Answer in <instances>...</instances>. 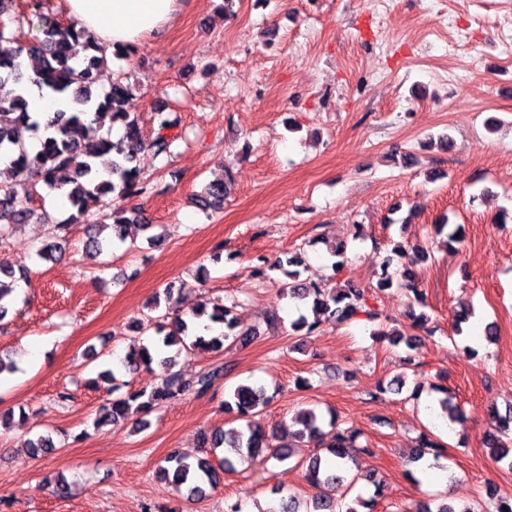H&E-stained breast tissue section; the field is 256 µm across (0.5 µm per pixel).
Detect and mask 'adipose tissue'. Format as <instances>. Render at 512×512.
<instances>
[{"instance_id": "1", "label": "adipose tissue", "mask_w": 512, "mask_h": 512, "mask_svg": "<svg viewBox=\"0 0 512 512\" xmlns=\"http://www.w3.org/2000/svg\"><path fill=\"white\" fill-rule=\"evenodd\" d=\"M67 4L78 26L112 47L161 32L177 12V0H67Z\"/></svg>"}]
</instances>
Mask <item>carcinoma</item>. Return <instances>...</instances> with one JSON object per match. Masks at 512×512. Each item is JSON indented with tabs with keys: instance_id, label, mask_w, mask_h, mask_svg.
Masks as SVG:
<instances>
[{
	"instance_id": "obj_1",
	"label": "carcinoma",
	"mask_w": 512,
	"mask_h": 512,
	"mask_svg": "<svg viewBox=\"0 0 512 512\" xmlns=\"http://www.w3.org/2000/svg\"><path fill=\"white\" fill-rule=\"evenodd\" d=\"M30 9L40 20L38 34L25 40L8 23L0 20V154L12 158V164L19 181L31 189L43 187L54 193L62 206L69 211L68 218L54 225L50 242L39 251L38 257L45 261L57 260L62 253V242L70 233L71 226L89 220L94 211L109 209L103 220L88 225L85 253L95 259L126 240V229L130 224L141 223L139 211L118 205L121 200L139 196L146 192L131 144L142 140L139 120L127 112L124 104L131 94V85L121 79L112 82L107 91L98 90L99 70L108 63V49L93 34L77 27L72 21L67 25L59 23L44 13L45 0H31ZM44 58V66L32 81L21 69L23 55ZM38 91H47L60 101L59 108L40 115L29 111L28 83ZM119 125L123 136L111 140L110 134L102 133L105 124ZM25 126L33 130L38 146L30 149L20 140L17 128ZM173 124L162 119L148 141V149L154 158L163 159L171 154L177 137L170 134ZM194 204L204 210L218 212L224 209V185L209 183L194 197ZM33 211L23 207L14 189L0 187V240L13 236L21 224L27 223ZM434 232L446 236L450 248L462 241L463 227L451 224L444 217L434 225ZM405 255V248L397 245L392 255L386 256L381 264V273L376 284L360 288L349 283L344 288L325 284L307 286L299 281V267L303 258L295 253L286 260L273 263L263 261L271 269L281 271L288 282L282 284L279 293L290 299L304 301L312 299L313 318L302 314L290 323L292 331L311 334L322 319L338 323L350 322L360 317L372 322L380 318L372 302L393 287L413 297L418 304H424L417 274L410 268L389 271L393 256ZM26 275L0 265V320L7 316L17 303L15 282ZM237 301L229 304L200 302L193 310V317L208 316L211 324L196 329L192 321L166 312L133 324L136 330L154 329L157 340L152 346L139 345L130 348L122 360V367L133 372L140 366H150L153 361L165 369L161 383L147 391L132 390L112 399L96 415L93 425L100 429L113 426L134 413H149L162 403L182 396L189 391L198 395L206 394L214 383L227 376L231 368L217 363L199 372L194 378L186 379L176 370L177 359L194 350L221 352L225 343L245 346L258 331H239L234 315ZM392 345L405 344L409 353L404 362L417 367L416 345L413 338L396 328L384 326L373 331ZM434 390L445 394L439 400L441 409L448 418L455 420L461 411L448 396V388L436 386ZM269 398L265 387L257 384H239L224 392V412L234 416L239 426L229 430H218L203 438V444L222 450L223 456L201 457L189 452H174L164 458L160 475L169 481L178 493H186L190 499L205 496L206 491L215 489L224 480V473L236 469V465L259 461L278 465L291 457L290 447L277 443L281 434H292L296 438H308L315 443V450L305 464L306 478L317 489L312 496L313 507L306 512H359L371 501L358 496L345 502L349 490L358 481V476L348 478L345 465L356 462L361 455H371L373 450L357 443L359 432L351 428L341 429L336 425L335 416L328 421L329 431L320 423L322 415L314 408L300 411L292 418V425L280 429L266 430L258 420L262 408ZM495 431L487 434L485 444L491 458L497 464H504L512 470V407L500 414L491 409ZM273 494L279 496L278 505L268 512H300V502L294 494L277 488ZM494 512H512V496H501L494 486L487 488Z\"/></svg>"
}]
</instances>
